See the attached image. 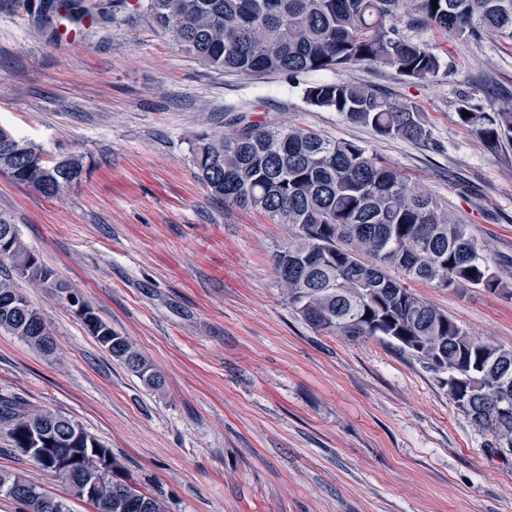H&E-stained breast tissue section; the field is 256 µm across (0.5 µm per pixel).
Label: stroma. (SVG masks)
Wrapping results in <instances>:
<instances>
[{"instance_id": "stroma-1", "label": "stroma", "mask_w": 512, "mask_h": 512, "mask_svg": "<svg viewBox=\"0 0 512 512\" xmlns=\"http://www.w3.org/2000/svg\"><path fill=\"white\" fill-rule=\"evenodd\" d=\"M38 3L0 0V125L52 157L82 156L84 170L54 197L0 171V219L135 343L162 384L147 387L62 297L20 278L55 351L0 329V395L77 421L166 512H512V461L491 455L418 362L375 338L312 329L273 266L292 228L211 198L191 146L196 132L223 130L228 111L358 142L447 203L507 286L411 289L509 348L512 148L488 151L456 109L512 99V43L413 30L444 60L430 81L367 64L244 77L200 66L138 0H85L110 20L41 28ZM346 80L412 101L430 141L385 140L303 99L306 84ZM0 470L69 498L1 432Z\"/></svg>"}]
</instances>
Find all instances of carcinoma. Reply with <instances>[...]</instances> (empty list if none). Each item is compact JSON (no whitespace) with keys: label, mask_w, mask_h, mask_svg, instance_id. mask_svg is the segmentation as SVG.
<instances>
[{"label":"carcinoma","mask_w":512,"mask_h":512,"mask_svg":"<svg viewBox=\"0 0 512 512\" xmlns=\"http://www.w3.org/2000/svg\"><path fill=\"white\" fill-rule=\"evenodd\" d=\"M147 0L145 11L172 42L201 65L241 76L340 71L383 65L399 76L431 80L440 56L403 33L434 27L451 38L485 32L512 39V0ZM81 12L79 0H47L45 11ZM305 101L332 109L385 139L425 143L430 133L410 101L373 85L317 82ZM469 116H462V112ZM493 153L512 147V105L489 112L463 100L456 112ZM198 180L210 196L262 212L295 229V242L273 264L288 302L314 329L360 339L378 336L392 348L446 374L454 406L488 434L490 450L512 445V349L480 341L448 313L415 294L406 280L442 288L496 291L497 272L441 203L360 144L331 139L292 124L270 125L229 114L224 130H203L192 144ZM0 169L44 196L76 180L82 159L51 158L35 142L0 126ZM62 296L81 294L57 280L18 234L0 220V265ZM76 312L113 359L156 387L160 375L131 340L103 322L87 303ZM0 328L45 354L52 331L9 278H0ZM0 427L23 452L31 432H50L55 445L34 458L40 468L83 499L93 486L97 512H165L139 491L123 466L95 437L65 416L0 396ZM0 496L25 512H70L65 500L31 481L0 472Z\"/></svg>","instance_id":"1"}]
</instances>
